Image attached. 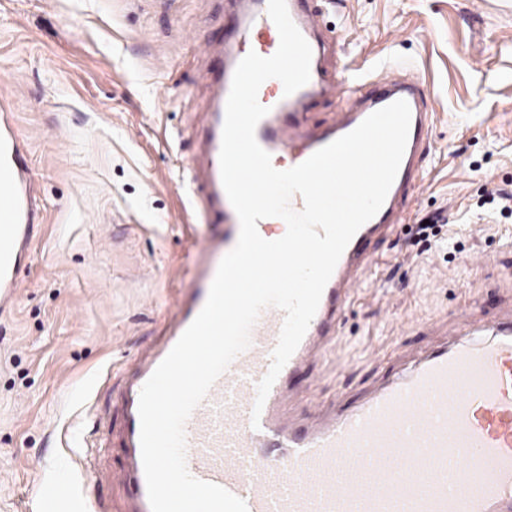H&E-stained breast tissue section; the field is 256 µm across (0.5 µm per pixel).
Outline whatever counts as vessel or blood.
I'll list each match as a JSON object with an SVG mask.
<instances>
[{
	"label": "vessel or blood",
	"instance_id": "1",
	"mask_svg": "<svg viewBox=\"0 0 512 512\" xmlns=\"http://www.w3.org/2000/svg\"><path fill=\"white\" fill-rule=\"evenodd\" d=\"M290 17L309 42L313 57L322 44L312 16L286 0ZM268 0H245L236 34L261 42L274 31ZM241 56L229 52L213 77V102L202 114L207 156L201 210L207 232L192 243L198 269L189 288L167 309L159 344L145 348L119 396L126 478L132 512H151L140 447L139 395L207 301L222 258L237 243L240 223L225 193L219 154L226 101ZM256 139L274 168L289 152L301 159L354 130L373 112L405 100L411 111L408 140L396 179L379 212L354 235L329 279L301 343L276 378L259 422L251 413L258 382L267 373L284 321L265 308L251 331V345L217 379L188 419L186 464L190 474L245 500L248 512H512V321L475 325L435 349L391 380L349 403L313 413L299 422L288 410L286 377L325 352L362 276L378 261L376 243L397 220L399 200L416 177L417 160L429 139L428 90L412 78L394 81L360 110L340 112L321 134L299 141L302 107L335 93L336 85L312 75L292 95L279 80ZM25 143L9 112L0 113V310L13 306L19 270L31 233L41 219Z\"/></svg>",
	"mask_w": 512,
	"mask_h": 512
}]
</instances>
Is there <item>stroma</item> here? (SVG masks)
I'll return each instance as SVG.
<instances>
[{
	"label": "stroma",
	"instance_id": "35a3bbf8",
	"mask_svg": "<svg viewBox=\"0 0 512 512\" xmlns=\"http://www.w3.org/2000/svg\"><path fill=\"white\" fill-rule=\"evenodd\" d=\"M306 0L324 76L356 79L308 105L301 133L360 109L375 85L419 77L431 131L381 259L337 345L289 388L296 414L351 400L432 349L458 319L512 315V0ZM242 0H0V97L26 143L43 221L0 313V512H127L115 398L190 284L203 178L198 119ZM208 43L210 54L198 50ZM438 220L419 239L422 220ZM485 263L473 264L474 254ZM98 443L110 479L79 456Z\"/></svg>",
	"mask_w": 512,
	"mask_h": 512
}]
</instances>
